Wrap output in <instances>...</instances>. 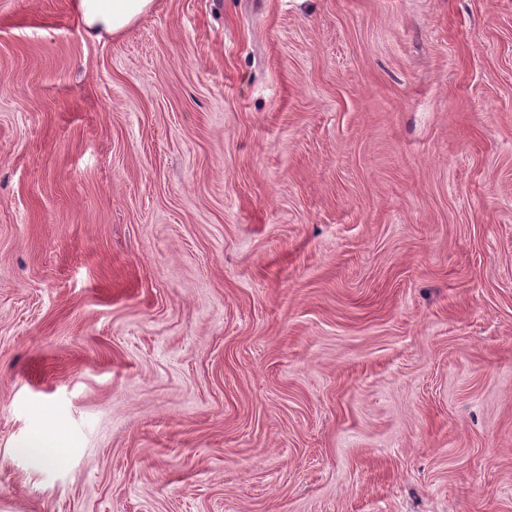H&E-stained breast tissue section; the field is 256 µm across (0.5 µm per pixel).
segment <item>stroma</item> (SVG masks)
<instances>
[{
  "instance_id": "stroma-1",
  "label": "stroma",
  "mask_w": 512,
  "mask_h": 512,
  "mask_svg": "<svg viewBox=\"0 0 512 512\" xmlns=\"http://www.w3.org/2000/svg\"><path fill=\"white\" fill-rule=\"evenodd\" d=\"M0 512H512V0H0ZM155 0H71V8L82 31L102 40L118 37L148 14Z\"/></svg>"
}]
</instances>
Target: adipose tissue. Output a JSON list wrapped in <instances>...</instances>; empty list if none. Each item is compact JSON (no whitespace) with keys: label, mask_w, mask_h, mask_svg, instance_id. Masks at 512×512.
Here are the masks:
<instances>
[{"label":"adipose tissue","mask_w":512,"mask_h":512,"mask_svg":"<svg viewBox=\"0 0 512 512\" xmlns=\"http://www.w3.org/2000/svg\"><path fill=\"white\" fill-rule=\"evenodd\" d=\"M154 0H71L82 31L101 40L117 37L153 8Z\"/></svg>","instance_id":"adipose-tissue-1"}]
</instances>
